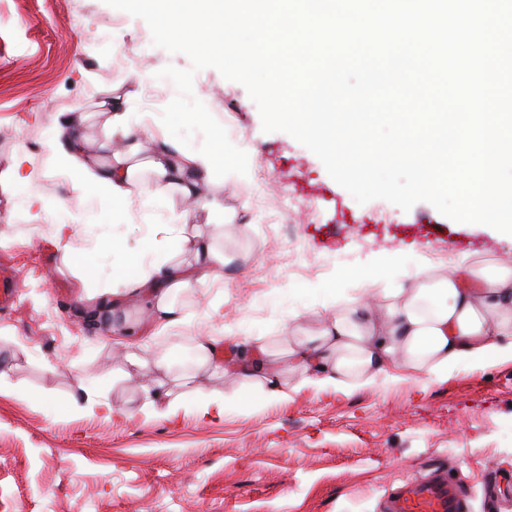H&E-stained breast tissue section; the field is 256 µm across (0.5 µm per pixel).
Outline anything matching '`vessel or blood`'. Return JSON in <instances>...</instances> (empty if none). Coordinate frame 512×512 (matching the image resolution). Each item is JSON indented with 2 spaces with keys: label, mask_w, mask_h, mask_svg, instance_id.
Instances as JSON below:
<instances>
[{
  "label": "vessel or blood",
  "mask_w": 512,
  "mask_h": 512,
  "mask_svg": "<svg viewBox=\"0 0 512 512\" xmlns=\"http://www.w3.org/2000/svg\"><path fill=\"white\" fill-rule=\"evenodd\" d=\"M468 495L442 468L402 482L384 502L385 512H467Z\"/></svg>",
  "instance_id": "obj_1"
}]
</instances>
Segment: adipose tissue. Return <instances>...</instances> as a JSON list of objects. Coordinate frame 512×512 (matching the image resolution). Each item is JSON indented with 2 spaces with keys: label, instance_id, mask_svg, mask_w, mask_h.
<instances>
[{
  "label": "adipose tissue",
  "instance_id": "1",
  "mask_svg": "<svg viewBox=\"0 0 512 512\" xmlns=\"http://www.w3.org/2000/svg\"><path fill=\"white\" fill-rule=\"evenodd\" d=\"M109 124L120 127L126 147L98 165L86 157L79 120L65 121L49 144L57 168L116 206L172 187L186 203V218L213 208L205 186L217 160L214 151L187 153L174 147L139 165L135 130L118 113ZM225 264L223 252L201 234H182L174 255L142 263L129 285L146 296L148 317L166 330L181 322L176 295L193 291L211 269ZM283 333L288 338L283 358L272 357L269 343L257 336L248 353L225 359L224 374L237 384L234 400L258 407L262 400L282 396L289 378L297 391H348L372 385L378 373L391 369L403 379L436 382L462 366L512 360V261L465 255L448 272L421 270L409 287L365 289L323 316L313 332L302 333L292 321ZM123 358L133 368L156 371L145 390L147 400L173 412L179 401L169 384L171 357L150 360L130 351Z\"/></svg>",
  "mask_w": 512,
  "mask_h": 512
}]
</instances>
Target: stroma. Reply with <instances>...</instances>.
<instances>
[{"mask_svg":"<svg viewBox=\"0 0 512 512\" xmlns=\"http://www.w3.org/2000/svg\"><path fill=\"white\" fill-rule=\"evenodd\" d=\"M168 66L191 62L105 0H0V269L17 276L15 303L0 307V512H380L399 480L438 466L467 489L470 512H485L489 490L495 512H512V361L442 382L384 375L348 393L308 388L254 409L230 399L199 419L201 395L230 398L235 387L197 366V336L230 328L224 353L250 336L277 350L289 318L315 328L336 289L406 286L465 254L512 256V241L426 202L358 204L309 149L264 132L246 89L213 68L196 73L194 95L247 152L245 180L209 179L218 214L184 220L171 188L113 212L54 165L48 143L76 116L99 158L119 98L142 156L172 144L160 119L177 94L158 76ZM179 223L230 260L179 298L183 324L158 330L137 294L117 298L121 324L192 375L169 420L144 405L145 378L117 358L109 326L88 328L80 314L161 256L160 225ZM60 224L74 227L68 256Z\"/></svg>","mask_w":512,"mask_h":512,"instance_id":"obj_1","label":"stroma"}]
</instances>
